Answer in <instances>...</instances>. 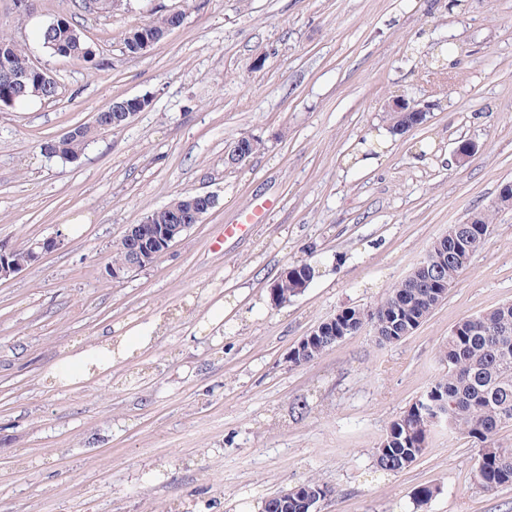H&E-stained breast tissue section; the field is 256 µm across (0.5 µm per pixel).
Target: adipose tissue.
<instances>
[{
	"instance_id": "adipose-tissue-1",
	"label": "adipose tissue",
	"mask_w": 512,
	"mask_h": 512,
	"mask_svg": "<svg viewBox=\"0 0 512 512\" xmlns=\"http://www.w3.org/2000/svg\"><path fill=\"white\" fill-rule=\"evenodd\" d=\"M154 341L153 328L132 326L119 340L103 337L90 348L71 352L52 368L50 376L54 384L72 387L90 380L96 374L110 370L116 358H128L147 349Z\"/></svg>"
}]
</instances>
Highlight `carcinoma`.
<instances>
[{"instance_id": "1", "label": "carcinoma", "mask_w": 512, "mask_h": 512, "mask_svg": "<svg viewBox=\"0 0 512 512\" xmlns=\"http://www.w3.org/2000/svg\"><path fill=\"white\" fill-rule=\"evenodd\" d=\"M183 13L171 12L136 25L126 32L124 47L137 54L145 41H162L180 23ZM40 42L51 54L66 52L68 59L88 68L97 66L96 52L82 31L70 21L54 20L40 30ZM26 48L0 30V72L31 74L15 86L0 78V99L15 103L34 98L51 100L57 95L56 81L32 70ZM119 129L108 125L107 132ZM89 128L65 143L62 156L81 153L101 131ZM491 221L485 212L472 215L469 224H452L448 234L432 243L423 262L395 283L370 309L339 310L334 326H322L321 335L302 352L309 362L346 336L369 329L376 343L394 344L410 336L444 299L449 286L472 262L490 235ZM276 281L283 298L298 295L300 284L313 281L316 270L307 262ZM447 368L409 408L392 420L375 450L376 465L383 471L400 472L410 467L430 447L433 434L446 428L479 444L476 478L487 490L512 486V448L498 439L500 429L512 423V303H506L456 325L439 351ZM332 493L312 478L262 502V512H313L314 496Z\"/></svg>"}]
</instances>
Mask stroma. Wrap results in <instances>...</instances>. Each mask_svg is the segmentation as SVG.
<instances>
[{"label": "stroma", "mask_w": 512, "mask_h": 512, "mask_svg": "<svg viewBox=\"0 0 512 512\" xmlns=\"http://www.w3.org/2000/svg\"><path fill=\"white\" fill-rule=\"evenodd\" d=\"M123 0L85 13L0 0V28L56 80L52 100L0 110V246L55 240L0 279V512H262L265 498L316 478L318 512H512V487L482 488L478 446L446 430L409 468L374 452L389 423L443 371L461 320L512 301V209L414 333L368 332L295 365L297 342L345 307L369 308L449 225L492 210L512 181V0ZM181 10L180 28L141 56L133 25ZM72 19L94 69L51 56L38 30ZM446 49L444 74L431 53ZM435 102L427 122L390 133L383 102ZM146 96L123 129L78 160L41 145L102 106ZM261 146L229 167L241 137ZM474 144L467 163L460 141ZM373 156L357 164L360 153ZM215 207L155 263L112 281L127 225L177 195ZM272 206L248 236L225 225ZM83 224L77 236L66 224ZM317 269L275 307L286 267ZM161 322L152 345L71 388L50 367L68 350ZM435 490L428 501L419 491Z\"/></svg>", "instance_id": "35a3bbf8"}]
</instances>
